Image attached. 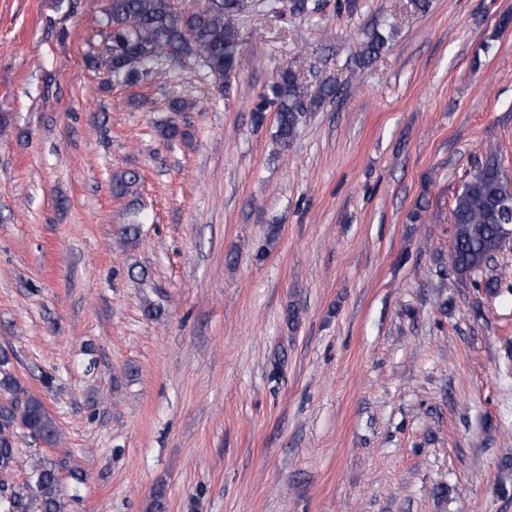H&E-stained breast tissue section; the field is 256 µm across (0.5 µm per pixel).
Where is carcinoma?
<instances>
[{"instance_id":"carcinoma-1","label":"carcinoma","mask_w":512,"mask_h":512,"mask_svg":"<svg viewBox=\"0 0 512 512\" xmlns=\"http://www.w3.org/2000/svg\"><path fill=\"white\" fill-rule=\"evenodd\" d=\"M248 0H205L202 8L186 12L174 8L172 0H109L104 12L110 29L106 63L112 81L132 85L148 78L154 68L168 58L187 55L200 62L219 86L230 88L229 79L241 64L243 34L238 17ZM385 43L377 31L368 35L356 53V62L375 57ZM334 86L325 82L309 93L300 74L282 69L253 103L254 121L264 122L275 113L274 143L286 150L296 138L299 127L312 107L332 97ZM165 140L184 141L188 132L169 120L161 124ZM134 172L112 178L113 194L133 193L138 184ZM455 226L451 260L456 271L465 275L484 273L491 254L508 240L504 228L512 224V180L503 170L498 154L490 151L460 184L452 212ZM0 388L25 394L19 409H0V476L25 465L30 471L25 487L15 490L0 482V512H30V503L38 502V512H64L59 497V472L66 462L43 459L23 462L14 448V428L21 425L27 433L53 445L60 432L52 415L38 398L25 392L20 382L6 373Z\"/></svg>"}]
</instances>
